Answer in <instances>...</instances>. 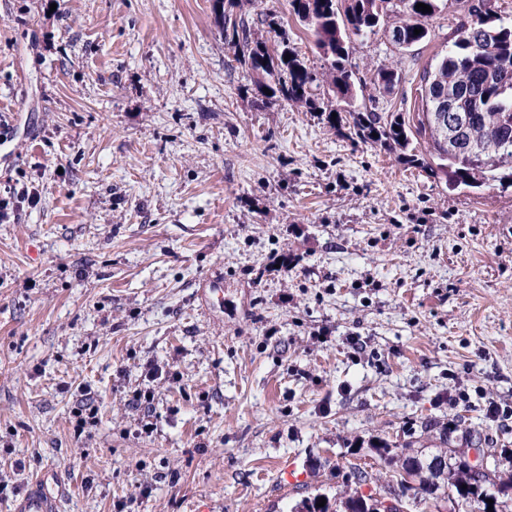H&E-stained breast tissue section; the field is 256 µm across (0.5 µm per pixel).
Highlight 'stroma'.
I'll return each mask as SVG.
<instances>
[{"instance_id": "obj_1", "label": "stroma", "mask_w": 512, "mask_h": 512, "mask_svg": "<svg viewBox=\"0 0 512 512\" xmlns=\"http://www.w3.org/2000/svg\"><path fill=\"white\" fill-rule=\"evenodd\" d=\"M438 4L414 48L394 13L352 38L356 110L420 112L467 18ZM233 13L272 48L277 16L327 97L289 0ZM237 56L211 0H0V200L40 195L0 223V512L39 481L62 512H293L388 472L379 446L471 442L512 475V418L486 416L512 411V186L449 189L261 102Z\"/></svg>"}]
</instances>
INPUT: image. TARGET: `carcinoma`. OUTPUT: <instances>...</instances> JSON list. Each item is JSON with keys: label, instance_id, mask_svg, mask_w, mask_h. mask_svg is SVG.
Returning a JSON list of instances; mask_svg holds the SVG:
<instances>
[{"label": "carcinoma", "instance_id": "1", "mask_svg": "<svg viewBox=\"0 0 512 512\" xmlns=\"http://www.w3.org/2000/svg\"><path fill=\"white\" fill-rule=\"evenodd\" d=\"M424 3L431 11L422 13L416 4ZM294 14L311 27L315 46L328 61L329 91L333 98L319 103L312 97L316 81L304 63L295 54L288 53V35L281 37L280 48L272 50L266 42L251 40L250 30L242 17L227 19V14L215 13L217 24L234 46L241 48L244 64L256 74L258 94L265 102L287 100L325 115L327 123L336 127L352 124L353 134L364 142L385 148L405 151V160L430 172L443 176L448 188H476L478 183L492 176L502 185H512V134L504 131L512 126V87L501 89L497 75L512 73V26L497 22L492 16L491 0H478L467 5L472 22L461 23L456 32L472 31L474 39H490L492 44L482 52L472 53L453 43L448 54L432 71L423 74V112L417 114V124L410 126L402 114L386 112H358L353 109L357 98L355 75L347 68L351 36L372 32L384 20L387 12L403 16L391 35H399L406 47L423 43L428 29L421 20L438 9V0H348L339 10L336 0H291ZM420 30L414 34V30ZM290 60H284L285 56ZM272 94H267L264 89ZM455 93L459 109L476 117L470 145L457 146L448 141V128L439 125L434 115L444 112L448 91ZM346 104L339 109L334 99ZM426 139L428 153L412 145L411 135ZM381 456H389L393 465L389 479H379L364 471L357 472V483L375 484L373 493L364 495L355 490L334 503L322 507L310 501L304 512H369L370 499L376 495L407 497L415 490L413 484L430 483L440 499L468 504L477 503L483 512H507L512 500V479H504L492 471V476L472 470L458 457H449L441 449L427 456L421 451L390 454V449L379 448ZM428 457L444 461L434 472L426 471L422 461ZM493 503H487V500ZM493 510H488V507Z\"/></svg>", "mask_w": 512, "mask_h": 512}]
</instances>
